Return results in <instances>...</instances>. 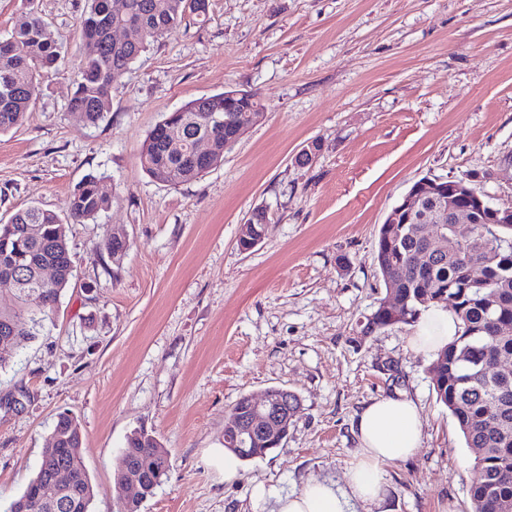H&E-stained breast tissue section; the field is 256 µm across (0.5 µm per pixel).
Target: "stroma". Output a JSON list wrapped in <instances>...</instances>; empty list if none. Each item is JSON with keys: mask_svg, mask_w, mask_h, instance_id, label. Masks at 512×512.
<instances>
[{"mask_svg": "<svg viewBox=\"0 0 512 512\" xmlns=\"http://www.w3.org/2000/svg\"><path fill=\"white\" fill-rule=\"evenodd\" d=\"M64 61L21 125L0 133V220L38 205L68 214L88 174L112 201L66 225L75 265L50 318L0 370V504L31 479L58 413L75 416L95 497L118 512L127 436L152 433L170 470L140 512H270L251 497L312 478L346 490L357 413L415 400L420 451L385 471L383 512H469L473 455L410 347L416 328L366 332L385 294L375 239L423 177L470 175L512 206V0H210L112 87L98 125L68 109L85 0H37ZM257 94L262 121L224 161L177 187L152 180L139 147L186 102ZM321 148L307 165L296 155ZM267 207L263 240L237 246ZM128 242L121 264L104 247ZM301 401L283 444L224 479V421L245 395Z\"/></svg>", "mask_w": 512, "mask_h": 512, "instance_id": "1", "label": "stroma"}]
</instances>
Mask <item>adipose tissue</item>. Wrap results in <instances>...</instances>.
<instances>
[{"label": "adipose tissue", "instance_id": "1", "mask_svg": "<svg viewBox=\"0 0 512 512\" xmlns=\"http://www.w3.org/2000/svg\"><path fill=\"white\" fill-rule=\"evenodd\" d=\"M458 324L439 306L425 313L411 348L430 354L454 341ZM360 446L348 474V489L338 492L321 480H308L299 491L279 496L273 512H349L351 501L365 512H377L386 495V467L413 457L422 446V428L416 403L403 395L372 401L357 420Z\"/></svg>", "mask_w": 512, "mask_h": 512}]
</instances>
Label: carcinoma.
Listing matches in <instances>:
<instances>
[{
    "label": "carcinoma",
    "mask_w": 512,
    "mask_h": 512,
    "mask_svg": "<svg viewBox=\"0 0 512 512\" xmlns=\"http://www.w3.org/2000/svg\"><path fill=\"white\" fill-rule=\"evenodd\" d=\"M24 10L11 34L0 40V132L22 123L35 104L45 76L62 61L60 47L41 18L36 0H23ZM209 0H125L116 12L112 0H88L79 21L84 52L79 62V79L68 107L83 121L96 125L110 112L112 84L168 30L190 16L208 13ZM118 28L129 30L124 41L113 39ZM25 52H16L15 44ZM166 120L192 135L211 139L218 148L210 165L224 161V127L210 122L191 100ZM143 171L154 181L179 186L202 176L188 144L171 149L165 140L149 133L139 151ZM105 176L87 175L68 203L69 217L77 222L94 220L109 208L110 194ZM449 178L438 183L439 194L426 198L424 209L401 215L396 224H381L375 241L377 268L384 285H398V317L376 309L368 319L371 330L394 324L418 322L432 306H442L459 320L458 337L439 350L427 367L436 399L454 418L467 448L472 452L473 477L469 487L470 512H503L512 507V224H497L475 197L485 198L464 177L466 188L448 194ZM470 207L475 221L468 238L459 239L452 224H417L440 206ZM14 271L21 284L17 305L0 310V336L9 338L0 350V369L9 363L37 327L55 307L73 276L66 227L59 215L38 206L14 213ZM5 224V225H7ZM0 224V235L5 230ZM30 225L40 227L37 237L25 235ZM53 278H42L45 266ZM82 431L74 417L58 416L50 445L43 449L36 475L6 512H18L24 498H38L42 480L60 469L68 472V483L59 502L61 508L46 512H91L94 488L82 455ZM122 461L129 462L144 479L153 495L169 471L166 452L144 429L127 436Z\"/></svg>",
    "instance_id": "cac0c4a2"
}]
</instances>
